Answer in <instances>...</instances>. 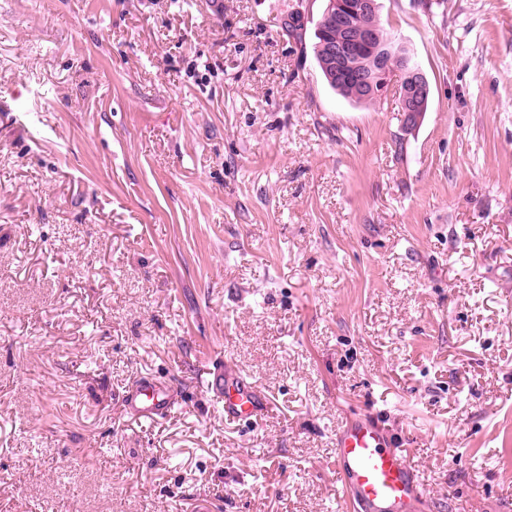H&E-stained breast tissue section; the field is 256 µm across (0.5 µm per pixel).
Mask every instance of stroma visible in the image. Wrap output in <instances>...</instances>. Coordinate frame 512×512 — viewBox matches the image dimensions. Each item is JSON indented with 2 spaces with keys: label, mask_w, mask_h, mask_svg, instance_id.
<instances>
[{
  "label": "stroma",
  "mask_w": 512,
  "mask_h": 512,
  "mask_svg": "<svg viewBox=\"0 0 512 512\" xmlns=\"http://www.w3.org/2000/svg\"><path fill=\"white\" fill-rule=\"evenodd\" d=\"M379 3L411 130L323 79L326 0H0V512H343L360 415L427 512H512V0ZM208 375L205 384L216 391L225 420L250 424L272 411L273 402L266 394L237 372L224 369V373L208 372ZM173 399L170 393L156 388L150 382H144L130 394L126 405L140 414L153 416L166 410Z\"/></svg>",
  "instance_id": "stroma-1"
}]
</instances>
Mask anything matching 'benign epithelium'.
Here are the masks:
<instances>
[{"mask_svg": "<svg viewBox=\"0 0 512 512\" xmlns=\"http://www.w3.org/2000/svg\"><path fill=\"white\" fill-rule=\"evenodd\" d=\"M378 0H328L323 22L333 30H340L342 37L336 38L329 32L322 33V56L334 69L336 76L354 75L360 97H380L389 86H395L403 112L405 124L416 126L428 106L429 82L421 67L405 56L404 67L398 71L386 63L373 74L357 72L353 60L367 52L381 51L378 43L379 24L362 25L357 19L363 16L379 18Z\"/></svg>", "mask_w": 512, "mask_h": 512, "instance_id": "7a95c632", "label": "benign epithelium"}]
</instances>
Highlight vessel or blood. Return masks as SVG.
I'll return each instance as SVG.
<instances>
[{
	"mask_svg": "<svg viewBox=\"0 0 512 512\" xmlns=\"http://www.w3.org/2000/svg\"><path fill=\"white\" fill-rule=\"evenodd\" d=\"M206 386L215 390L225 420L249 424L273 409L266 394L235 371L210 373ZM172 401L170 393L145 382L130 394L126 404L153 416ZM335 464L348 512H423L427 494L416 469L372 418L350 420L337 430Z\"/></svg>",
	"mask_w": 512,
	"mask_h": 512,
	"instance_id": "b4317fda",
	"label": "vessel or blood"
}]
</instances>
